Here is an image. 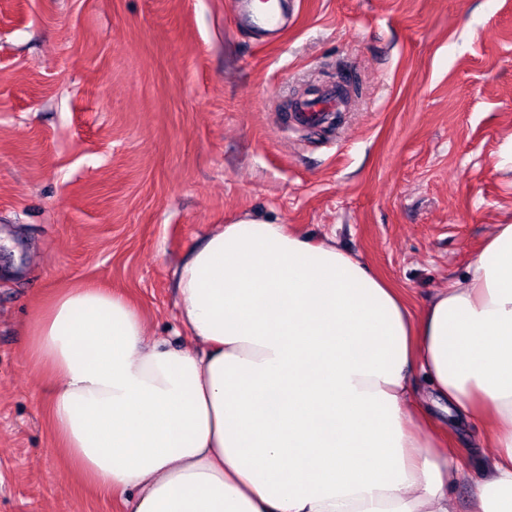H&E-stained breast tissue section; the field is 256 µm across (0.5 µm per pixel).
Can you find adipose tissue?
I'll use <instances>...</instances> for the list:
<instances>
[{"instance_id":"obj_1","label":"adipose tissue","mask_w":512,"mask_h":512,"mask_svg":"<svg viewBox=\"0 0 512 512\" xmlns=\"http://www.w3.org/2000/svg\"><path fill=\"white\" fill-rule=\"evenodd\" d=\"M175 287V347L108 288L27 327L63 453L130 512H453L431 401L485 427L468 512H512V224L416 312L335 239L250 216Z\"/></svg>"}]
</instances>
